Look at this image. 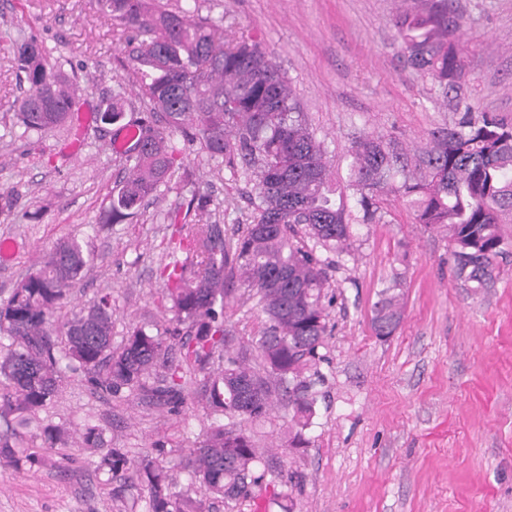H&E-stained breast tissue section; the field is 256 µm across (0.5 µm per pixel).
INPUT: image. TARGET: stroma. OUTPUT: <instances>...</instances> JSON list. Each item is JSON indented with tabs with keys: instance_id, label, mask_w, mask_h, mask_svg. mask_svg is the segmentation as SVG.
<instances>
[{
	"instance_id": "obj_1",
	"label": "stroma",
	"mask_w": 512,
	"mask_h": 512,
	"mask_svg": "<svg viewBox=\"0 0 512 512\" xmlns=\"http://www.w3.org/2000/svg\"><path fill=\"white\" fill-rule=\"evenodd\" d=\"M223 17L227 34L244 35L273 54L328 148L336 180L346 177L355 136L380 133L422 146L435 127L453 123L457 101L512 121V0H454L465 20L455 39L465 51L460 100L440 97L409 67L397 34V0H199ZM36 35L51 60L81 87L72 125L28 132L14 106L23 87L13 46ZM110 24L93 0H0V302L42 253L65 237L81 240L94 261L58 308L63 322L99 294L112 295V343L137 327L164 331L160 266L170 257L168 214L185 213L197 187L212 201L213 223L233 234L249 223L255 191L249 175L231 174L181 135V161L138 214L101 227L108 196L129 173L112 148L117 126L97 121L115 95L131 98ZM384 220L354 227V251L330 270L333 330L320 371L316 413L295 452L287 397L264 423L241 421L260 452L266 478L248 498L211 501L209 512H512V258L499 264L494 288L475 295L452 276L444 234L417 224L406 198L385 194ZM403 277L405 314L393 336L371 324L380 291ZM225 352L259 363L256 342L266 318L258 296L232 279ZM206 376L186 373L184 402L172 410L143 392L110 394L65 372L46 406L18 425L0 413V435L19 428L28 448L60 429L65 440L41 465L0 460V512H143L134 491L99 469L102 450L84 445V425L103 428L106 446L132 464L152 460L187 486L181 460L214 417L205 406Z\"/></svg>"
}]
</instances>
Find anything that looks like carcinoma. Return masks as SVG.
I'll list each match as a JSON object with an SVG mask.
<instances>
[{"instance_id": "1", "label": "carcinoma", "mask_w": 512, "mask_h": 512, "mask_svg": "<svg viewBox=\"0 0 512 512\" xmlns=\"http://www.w3.org/2000/svg\"><path fill=\"white\" fill-rule=\"evenodd\" d=\"M116 28L119 50L131 70L132 91L143 116L126 119L125 98L117 95L96 119L136 127L127 154L131 175L112 192L105 223L137 214L158 191L177 161L175 132L197 143L230 171L251 170L255 203L252 220L236 239L204 217L210 196L195 191L176 224L169 248H188L184 260L167 264L165 300L169 326L153 335L137 328L125 343L112 346V294L53 326L54 310L93 258L77 238L55 244L0 304V339L9 349L0 357L3 407L21 420L59 390L64 370L83 374L91 386L118 394L124 389L152 392L175 407L182 403L184 369L203 371L223 351L226 328L225 283L239 271L243 284L260 297L267 326L257 341L262 370L228 356L224 369L210 375L205 402L215 422L201 444L182 462L192 483L203 489L193 498L176 490L165 468L152 461L129 466L125 453L108 448L101 466L124 488L147 491L144 512H208L211 499H233L263 479L254 438L238 421L258 420L272 406L276 387L288 389L299 431L311 425L317 403L314 387L329 334L324 292L329 267L322 254L337 261L352 255L356 224L382 220L379 198L398 192L409 199L416 223L442 230L455 280L474 295L493 286L498 259L512 254V240L501 229L512 214V123L496 115L464 112L452 124L430 131L427 142L404 151L381 134L357 137L348 151L347 178L333 182L324 142L311 131L292 82L281 65L247 37L227 39L223 19L203 16L199 7H173L170 0H97ZM399 37L407 63L427 73L444 97L459 98L466 74L453 32L462 17L451 0H422L416 10L399 11ZM20 81L27 85L19 116L29 132L72 121L76 104L63 65L50 63L34 36L14 46ZM303 235L312 242L305 247ZM403 318L400 283L380 292L373 310L379 336H391ZM64 342L58 341V336ZM179 339L180 358L168 365L164 385L149 387L145 376L165 356L169 339ZM90 447H104L103 429L88 425L81 434ZM0 457L32 466L43 462L33 451L19 458L9 441Z\"/></svg>"}]
</instances>
